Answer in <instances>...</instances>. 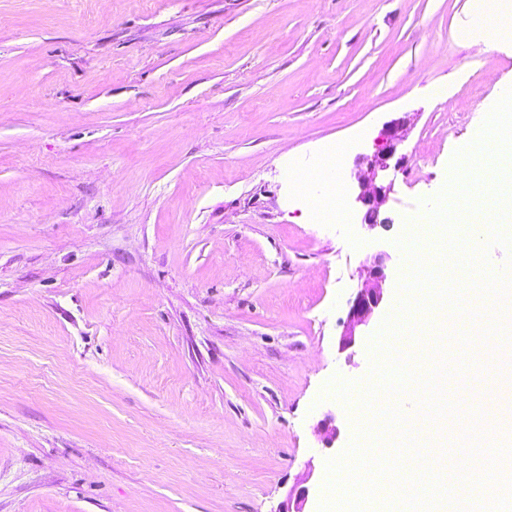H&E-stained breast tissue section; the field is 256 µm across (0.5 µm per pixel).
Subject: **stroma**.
Returning a JSON list of instances; mask_svg holds the SVG:
<instances>
[{
  "label": "stroma",
  "mask_w": 512,
  "mask_h": 512,
  "mask_svg": "<svg viewBox=\"0 0 512 512\" xmlns=\"http://www.w3.org/2000/svg\"><path fill=\"white\" fill-rule=\"evenodd\" d=\"M497 30L476 0H0V512H284L310 463L317 512L357 416L321 393L370 372L340 347L363 266L403 268L512 88ZM394 122L380 235L356 162Z\"/></svg>",
  "instance_id": "stroma-1"
}]
</instances>
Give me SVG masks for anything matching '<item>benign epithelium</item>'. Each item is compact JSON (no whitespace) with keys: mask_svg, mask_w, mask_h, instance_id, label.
<instances>
[{"mask_svg":"<svg viewBox=\"0 0 512 512\" xmlns=\"http://www.w3.org/2000/svg\"><path fill=\"white\" fill-rule=\"evenodd\" d=\"M399 141L396 128L389 127L384 133V143L379 151L367 162V170L358 176L360 191L355 197V203L363 211L362 225L372 230L377 226L387 230L391 220H378L381 208L386 204L392 185L377 186L375 181L379 173L391 167L399 169L404 164V158L397 159L395 165H390L394 158ZM389 256L379 252L372 257L370 263L364 265L366 278L351 302L348 321L341 335V347H353L361 337V332L368 327L370 321L384 301V285L390 279V271L386 265Z\"/></svg>","mask_w":512,"mask_h":512,"instance_id":"7a95c632","label":"benign epithelium"}]
</instances>
